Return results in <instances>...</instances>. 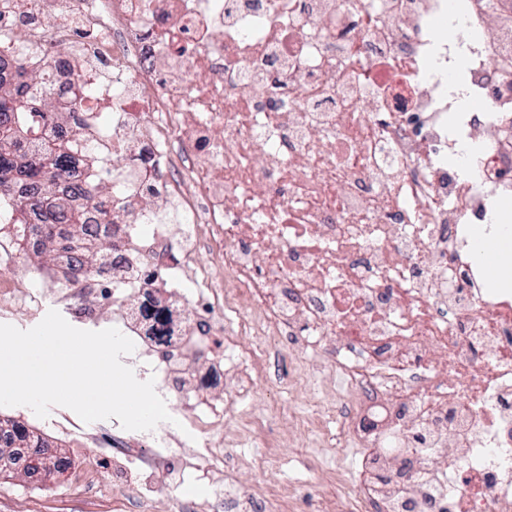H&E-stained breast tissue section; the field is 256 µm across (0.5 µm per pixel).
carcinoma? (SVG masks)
<instances>
[{"label":"carcinoma","mask_w":512,"mask_h":512,"mask_svg":"<svg viewBox=\"0 0 512 512\" xmlns=\"http://www.w3.org/2000/svg\"><path fill=\"white\" fill-rule=\"evenodd\" d=\"M33 77L25 72L18 75L13 92H0V200L9 195V178L16 171L38 179L49 186L61 171L58 161L60 148L53 144L44 147V154L27 158L23 141L25 135L36 132L47 117L42 103L28 96ZM45 239L64 248L70 239L83 233L82 215L65 209L60 203H48L38 227Z\"/></svg>","instance_id":"carcinoma-1"}]
</instances>
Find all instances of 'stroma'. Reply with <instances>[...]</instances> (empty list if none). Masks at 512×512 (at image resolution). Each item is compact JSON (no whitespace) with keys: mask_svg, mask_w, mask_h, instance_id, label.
<instances>
[{"mask_svg":"<svg viewBox=\"0 0 512 512\" xmlns=\"http://www.w3.org/2000/svg\"><path fill=\"white\" fill-rule=\"evenodd\" d=\"M246 408L253 415L264 418L279 446L276 463L261 469L250 463L255 449H238V482L245 487H287L293 512H318L319 500L330 486L328 471L339 462L347 468H356L359 463L356 449L339 448L334 454L322 456L320 464L310 462L308 455L313 451L310 435L293 428L288 421L289 415L304 410L289 389L257 384ZM59 413V408L54 407L47 418L41 419L25 406H0V419L20 421L50 435H56L54 422ZM56 437V448L71 456L75 463L96 460L95 470L86 475L89 483L86 496L71 498L56 494L60 474L42 473L34 479L26 471H14L0 476V512H127L126 505L135 491L124 480L113 478L111 452L76 435Z\"/></svg>","mask_w":512,"mask_h":512,"instance_id":"obj_1","label":"stroma"}]
</instances>
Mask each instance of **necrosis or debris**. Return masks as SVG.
<instances>
[{"label":"necrosis or debris","mask_w":512,"mask_h":512,"mask_svg":"<svg viewBox=\"0 0 512 512\" xmlns=\"http://www.w3.org/2000/svg\"><path fill=\"white\" fill-rule=\"evenodd\" d=\"M503 0H0V84L40 75L52 120L28 140L70 155L53 186L87 231L46 276L85 321L111 318L127 364L196 413L106 434L112 469L139 461L174 512H288L287 489L237 483L231 450L275 440L243 404L288 382L318 448H358L321 512H512V289L471 234L512 195V27ZM457 29L432 49L434 22ZM473 104L455 111L458 50ZM459 165L449 168L447 157ZM91 179L111 185L87 196ZM0 204V305L42 244ZM107 239L111 249L87 257ZM111 294L109 308L98 298ZM250 345L241 348L240 337ZM312 354L282 369L274 343ZM339 380L321 395L313 368ZM232 375L216 405L209 391Z\"/></svg>","instance_id":"1"}]
</instances>
